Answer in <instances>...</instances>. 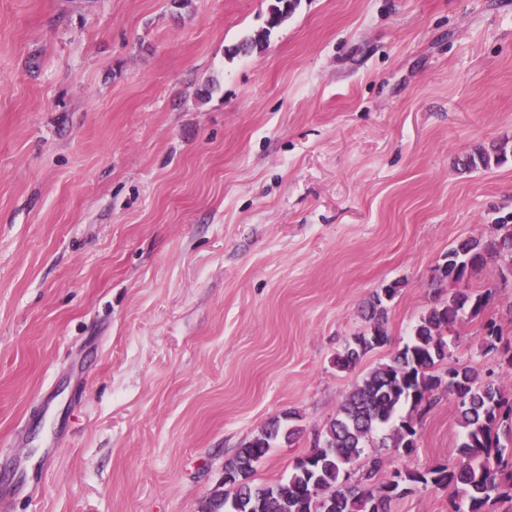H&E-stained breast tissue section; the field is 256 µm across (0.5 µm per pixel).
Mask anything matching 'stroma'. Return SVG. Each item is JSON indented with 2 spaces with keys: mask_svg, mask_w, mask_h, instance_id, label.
<instances>
[{
  "mask_svg": "<svg viewBox=\"0 0 512 512\" xmlns=\"http://www.w3.org/2000/svg\"><path fill=\"white\" fill-rule=\"evenodd\" d=\"M0 0V446L38 472L0 512H199L274 417L301 432L254 474L286 480L353 384L447 289L448 248L512 214V0ZM209 89L201 97V89ZM506 163L461 172L480 145ZM400 291L388 341L351 370L361 308ZM450 364L493 377L512 281ZM378 481L455 465L448 400L413 415ZM421 486L391 512H452Z\"/></svg>",
  "mask_w": 512,
  "mask_h": 512,
  "instance_id": "35a3bbf8",
  "label": "stroma"
}]
</instances>
